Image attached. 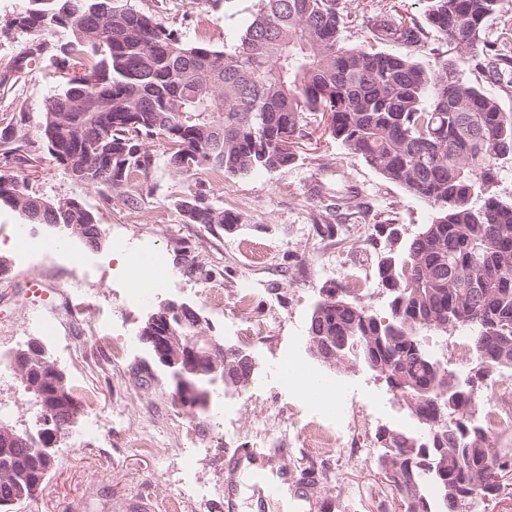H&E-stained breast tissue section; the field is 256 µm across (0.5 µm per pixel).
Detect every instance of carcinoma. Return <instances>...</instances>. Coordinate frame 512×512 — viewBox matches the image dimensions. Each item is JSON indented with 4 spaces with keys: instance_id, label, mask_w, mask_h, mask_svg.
I'll list each match as a JSON object with an SVG mask.
<instances>
[{
    "instance_id": "carcinoma-1",
    "label": "carcinoma",
    "mask_w": 512,
    "mask_h": 512,
    "mask_svg": "<svg viewBox=\"0 0 512 512\" xmlns=\"http://www.w3.org/2000/svg\"><path fill=\"white\" fill-rule=\"evenodd\" d=\"M425 24L380 16L373 41L342 39L345 0H257L239 43L230 48L189 42L158 16L124 0H31L8 22L19 51L0 65V90L16 87L29 63L55 60L60 90L45 100L43 136H30V117L3 118L0 150L18 164L48 153L70 176L95 187L107 202L148 178L166 144L177 172L246 176L294 164L297 141L314 125L345 154L426 203L432 219L409 238L373 225L376 284L387 293L381 316L344 282L323 289L313 309L308 344L320 336L335 364H360L402 398L414 428H384L376 439L379 466L405 512H472L500 493L512 468V448L493 447L472 422L476 393L512 371V202L498 198L501 164L512 161V112L465 82L455 61L469 54L489 80L512 74V24L488 40L485 20L503 0H425ZM438 32L448 54L424 63L425 27ZM397 43L407 53L378 48ZM325 209L365 214L353 187L328 194ZM27 224H81L96 246L94 214L75 199L52 201L0 175V205ZM186 224L231 227L238 217L201 192L179 203ZM468 337L477 360L462 380L448 369L438 342L448 328ZM43 345H25L15 359L28 366L21 380L38 402L50 373ZM228 387L249 383L255 369L232 347L224 351ZM67 409L55 416L72 431L77 413L71 387ZM24 443L0 470V512L35 495L52 461L38 448L41 428L16 431Z\"/></svg>"
}]
</instances>
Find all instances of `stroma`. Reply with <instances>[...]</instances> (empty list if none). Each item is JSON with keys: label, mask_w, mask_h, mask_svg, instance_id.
<instances>
[{"label": "stroma", "mask_w": 512, "mask_h": 512, "mask_svg": "<svg viewBox=\"0 0 512 512\" xmlns=\"http://www.w3.org/2000/svg\"><path fill=\"white\" fill-rule=\"evenodd\" d=\"M182 31L187 40L210 39L214 45H236L251 19L255 0H224L219 9L205 0H128ZM393 13L423 21V0H348L350 13L343 30L347 44L371 41L373 18L383 6ZM59 88L53 60L42 58L23 73L15 89L0 93V117L14 112L30 116V134L39 136L47 97ZM297 159L288 168L256 171L218 180L202 174H182L165 164L151 172L152 192L134 204L125 197L104 201L100 192L70 177L48 155L18 167L0 156V175L24 179L30 190L51 200L75 199L94 213L102 232L99 246L63 236L44 224L33 234L48 245L33 265L19 261L16 241L21 217L0 207V259L10 272L0 281V350L16 351L40 338V321L53 319L63 338L52 346L54 361L70 386L85 383L99 400L98 433L75 427L55 449L54 468L45 487L14 512H130L138 500H150L152 512H166L178 497L179 512H224L232 497L238 512H257L254 484L242 473L225 476L228 450L253 446L257 435L275 434L287 440L286 452L270 451L267 461L286 478L292 507L281 498L266 501L264 512H319L324 501L333 512H404V505L377 464L376 433L383 428H406L411 418L404 402L367 368L326 366L311 353L307 329L322 288L353 276L362 279L363 300L383 312L386 296L375 283L379 253L366 239L376 222L399 225L410 237L431 221V210L386 180L363 161L347 157L343 148L320 131L301 140ZM361 189L371 208L363 219L328 215L319 193L349 186ZM199 190L239 218L230 229L211 233L185 224L180 200ZM338 227L334 238L316 234L318 224ZM125 239L128 249L158 244L168 269L149 304L136 308L124 302L127 255L112 247L113 236ZM192 253L206 267L224 274L210 286L223 304L206 301L200 277L189 275L184 260ZM99 298V322L111 325L112 341L124 343L138 335L144 320L167 300L193 305L206 320L207 335L250 352L258 363L253 380L243 387L221 390L211 408L224 411L223 426L199 428L193 413L174 406L171 384L157 372L151 386H141L133 371L144 356L135 347L126 362L113 366L108 350L89 327L69 315L70 289L75 283ZM253 290L250 319H236L230 300L237 288ZM293 356L303 373L332 383V402L309 399L279 364ZM0 418L17 429L32 428L29 395L16 376L0 380ZM332 428L339 445L321 458L301 444L311 424ZM149 431L151 449L138 447L135 431ZM197 450L192 471H185L183 454ZM324 469L327 479L314 487L299 484L306 467Z\"/></svg>", "instance_id": "obj_1"}]
</instances>
